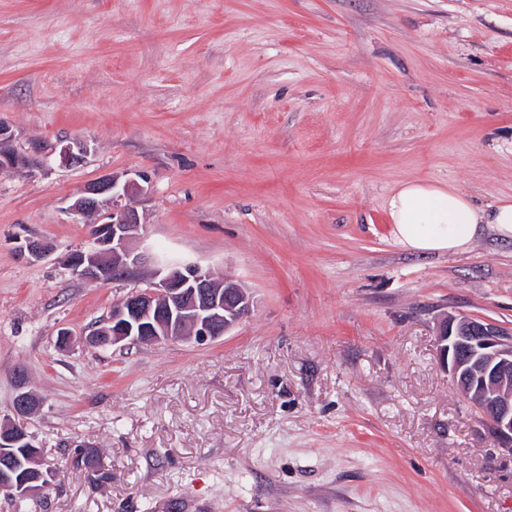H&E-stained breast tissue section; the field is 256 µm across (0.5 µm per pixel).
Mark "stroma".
Listing matches in <instances>:
<instances>
[{
  "label": "stroma",
  "mask_w": 512,
  "mask_h": 512,
  "mask_svg": "<svg viewBox=\"0 0 512 512\" xmlns=\"http://www.w3.org/2000/svg\"><path fill=\"white\" fill-rule=\"evenodd\" d=\"M0 120L44 161L0 171V419L24 375L37 512H512V453L436 346L449 313L512 328V242L416 255L387 215L418 178L512 200V0H0ZM109 174L146 179L139 251L237 280L248 317L85 344L149 285L65 265ZM59 145V157L61 161L69 164L84 162L90 152L88 143L81 139L61 140ZM83 451V455L80 454ZM71 463L74 467L84 469L87 473H91L93 478L103 484L112 479V473L106 469L101 458L95 449L90 451L85 448H75Z\"/></svg>",
  "instance_id": "1"
}]
</instances>
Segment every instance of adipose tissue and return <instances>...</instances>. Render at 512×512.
Returning a JSON list of instances; mask_svg holds the SVG:
<instances>
[{
  "label": "adipose tissue",
  "mask_w": 512,
  "mask_h": 512,
  "mask_svg": "<svg viewBox=\"0 0 512 512\" xmlns=\"http://www.w3.org/2000/svg\"><path fill=\"white\" fill-rule=\"evenodd\" d=\"M388 217L395 242L414 254L467 251L486 229L498 238L512 239V202L480 209L448 183H399L388 199Z\"/></svg>",
  "instance_id": "adipose-tissue-1"
}]
</instances>
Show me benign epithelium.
Segmentation results:
<instances>
[{
	"mask_svg": "<svg viewBox=\"0 0 512 512\" xmlns=\"http://www.w3.org/2000/svg\"><path fill=\"white\" fill-rule=\"evenodd\" d=\"M59 157L69 164L85 160L89 145L81 139L59 142ZM39 162L13 146V135L0 121V169L33 168ZM145 192L134 179L106 175L86 184L74 196L70 211L86 219L94 248L76 251L67 258L75 275L107 283L126 279L151 261L159 280L145 289H134L114 303L107 319L86 342L97 348L121 343L159 344L174 340L204 343L229 332L253 308L250 294L234 279L217 281L208 270L192 262L170 263L157 255L134 253L129 242L140 226L138 212L121 200ZM442 370L458 390L475 399L474 405L488 425L499 448L512 452V329L466 315L448 316L437 332ZM40 399L19 380L13 399V417L0 423V459L23 443L34 449L32 461L41 463L26 419L40 407ZM49 472L35 469L26 479L14 476L9 463L0 467V487L33 498L49 485Z\"/></svg>",
	"mask_w": 512,
	"mask_h": 512,
	"instance_id": "7a95c632",
	"label": "benign epithelium"
}]
</instances>
